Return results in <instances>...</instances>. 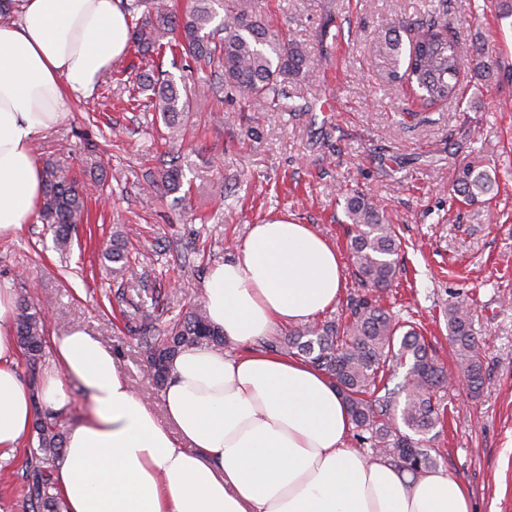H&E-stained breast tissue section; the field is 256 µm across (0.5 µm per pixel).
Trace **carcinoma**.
Returning <instances> with one entry per match:
<instances>
[{
  "mask_svg": "<svg viewBox=\"0 0 512 512\" xmlns=\"http://www.w3.org/2000/svg\"><path fill=\"white\" fill-rule=\"evenodd\" d=\"M132 43L142 56L179 52L192 59L201 71L217 66L218 84L243 100L264 98L277 110L293 109L289 94L278 83L282 74H302L308 53L303 45L288 40L272 29L252 0H194L179 13L167 0H125ZM402 25L390 20L381 27L376 49L391 81L407 84L424 105L445 103L457 97L460 72L467 61L485 69L483 47L451 39L435 24L421 28L403 45ZM131 99L150 91V104L168 129V138L178 137L188 114L190 99L182 95L164 71L146 69L137 77ZM45 190L40 207L42 223L50 225L55 246L67 251L73 228L83 223L85 201L76 181L62 168L44 166ZM158 190L177 191L182 186L181 168L172 163L149 180ZM495 178L480 159L463 165L457 173L455 194L476 201L490 194ZM345 213L354 232L347 248L354 274L367 288L383 291L392 286L398 268L399 248L395 225L389 224L377 206L361 194L344 197ZM110 270L124 276L131 270L125 232H115L103 252ZM15 324V337L34 365L45 348V319L42 310L22 299ZM155 303L143 299L136 305L135 325L130 331L142 336L156 384L164 386L169 364L184 348L197 345L224 347V334L210 323L206 310L197 307L171 324L166 336L150 335ZM449 341L457 365L474 394L484 385L482 356L474 328L473 308L450 303L445 310ZM268 349L302 357L332 378L348 405L356 428L354 437L369 445L375 455L417 477L438 466L437 456L426 444V436L443 424L436 393L447 376L429 352L424 336L408 322L396 320L377 299L350 298L345 316L298 327ZM407 368L404 381L389 387L393 371ZM38 438L33 477L28 484L32 512H63V502L54 494L48 468L62 453V436L57 424L40 417L34 422Z\"/></svg>",
  "mask_w": 512,
  "mask_h": 512,
  "instance_id": "1",
  "label": "carcinoma"
}]
</instances>
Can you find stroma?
<instances>
[{"label":"stroma","mask_w":512,"mask_h":512,"mask_svg":"<svg viewBox=\"0 0 512 512\" xmlns=\"http://www.w3.org/2000/svg\"><path fill=\"white\" fill-rule=\"evenodd\" d=\"M274 28L307 48L311 71L280 81L295 109L271 111L260 100L224 92L210 73L182 55L157 58L184 77L193 112L184 138L171 143L158 113L129 100L147 61L136 50L115 63L87 98L39 137L40 161L63 165L77 181L88 221L68 253L56 250L48 225H25L0 238V285L48 309L46 335L79 325L109 346L129 385L165 411L137 335L119 313L130 288L160 289L155 330L201 300L210 267L234 256L250 225L285 214L311 225L337 249L349 296H371L351 274L344 196L362 193L394 224L399 274L383 304L415 323L448 371L438 397L444 427L431 445L439 467L467 487L474 512H512V18L498 0H258ZM407 22L402 37L433 22L462 42L479 40L490 76L473 64L460 73L463 105L425 106L389 82L374 37L387 19ZM496 171L494 191L458 201L452 184L474 157ZM102 158L104 173L92 172ZM177 161L180 190L149 189L152 174ZM127 226L132 279L106 269L102 253ZM474 309L485 384L472 397L448 344L449 303ZM37 437L0 464V512H29L25 469Z\"/></svg>","instance_id":"obj_1"}]
</instances>
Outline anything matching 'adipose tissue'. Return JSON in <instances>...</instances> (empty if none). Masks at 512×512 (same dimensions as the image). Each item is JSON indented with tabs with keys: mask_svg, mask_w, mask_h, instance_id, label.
I'll return each mask as SVG.
<instances>
[{
	"mask_svg": "<svg viewBox=\"0 0 512 512\" xmlns=\"http://www.w3.org/2000/svg\"><path fill=\"white\" fill-rule=\"evenodd\" d=\"M0 19V237L33 223L44 190L34 141L92 93L131 45L121 0H10ZM345 282L335 247L285 218L251 225L214 264L202 298L239 354L181 350L159 420L112 352L81 327L51 336V368L32 390L18 368V309L0 287V459L30 436L37 406L91 401L69 425L54 479L64 512H473L466 486L414 477L349 447L335 383L304 360L258 347L335 308Z\"/></svg>",
	"mask_w": 512,
	"mask_h": 512,
	"instance_id": "ef3b65f1",
	"label": "adipose tissue"
}]
</instances>
